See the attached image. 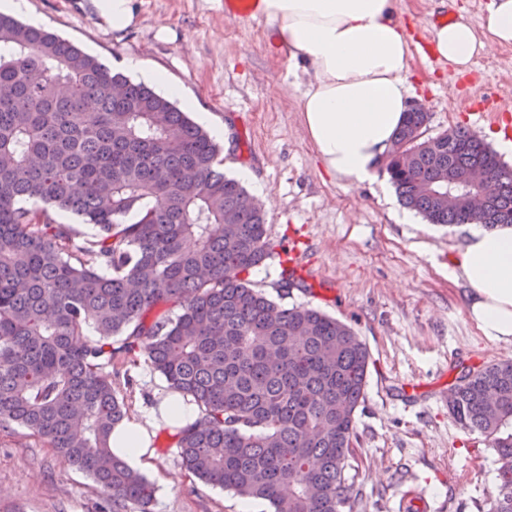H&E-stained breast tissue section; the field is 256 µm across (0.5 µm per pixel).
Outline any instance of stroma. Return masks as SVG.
I'll list each match as a JSON object with an SVG mask.
<instances>
[{"instance_id": "obj_1", "label": "stroma", "mask_w": 512, "mask_h": 512, "mask_svg": "<svg viewBox=\"0 0 512 512\" xmlns=\"http://www.w3.org/2000/svg\"><path fill=\"white\" fill-rule=\"evenodd\" d=\"M79 0H25L15 19L39 23L112 70L139 82L162 72L175 101L209 132L224 130L227 175L250 170L260 189L267 240L301 253V288L279 297L275 266L248 278L282 305L302 304L349 323L371 364L356 415L359 444L349 470L356 494L344 512H399L403 496L425 493L431 512H488L497 455L488 440L448 414L445 393L462 371L512 358V345L488 341L466 317L467 290L452 260L467 227L427 223L408 212L386 173L356 182L331 176L299 112L309 77L272 43L264 19H232L224 0H143L135 26L116 33ZM414 38L412 98L431 116L434 137L466 127L512 137V46L475 58L466 74L426 48L434 16L465 12L478 21L489 0H397ZM112 382L130 415L151 412L168 391L146 363ZM143 474L155 488L150 512H269L181 468L172 428L155 424ZM105 497L85 473L26 429H0V512H99Z\"/></svg>"}]
</instances>
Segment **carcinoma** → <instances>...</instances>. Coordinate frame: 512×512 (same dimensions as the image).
Listing matches in <instances>:
<instances>
[{
	"instance_id": "1",
	"label": "carcinoma",
	"mask_w": 512,
	"mask_h": 512,
	"mask_svg": "<svg viewBox=\"0 0 512 512\" xmlns=\"http://www.w3.org/2000/svg\"><path fill=\"white\" fill-rule=\"evenodd\" d=\"M406 112L385 171L430 224L512 225V168L470 131L426 137ZM188 113L56 34L0 13V428L23 427L149 512L154 485L112 453L127 404L112 360L142 355L198 408L181 466L270 512H342L370 352L346 322L285 307L244 275L274 252L258 200L219 169ZM479 169L482 216L465 186ZM95 228L56 221L51 210ZM286 296L300 279L279 263ZM174 306L173 317H154ZM98 339L85 341L84 329ZM448 412L498 457L490 512H512V359L458 377Z\"/></svg>"
}]
</instances>
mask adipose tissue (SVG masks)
Listing matches in <instances>:
<instances>
[{
	"instance_id": "ef3b65f1",
	"label": "adipose tissue",
	"mask_w": 512,
	"mask_h": 512,
	"mask_svg": "<svg viewBox=\"0 0 512 512\" xmlns=\"http://www.w3.org/2000/svg\"><path fill=\"white\" fill-rule=\"evenodd\" d=\"M258 10L276 49L309 67L300 112L327 171L375 179L410 100V36L396 0H260ZM493 46H512V0H491L479 22L462 15L434 29V54L460 73ZM451 274L467 284V315L482 335L512 344V227L471 224ZM148 439L141 420L125 421L112 450L137 470Z\"/></svg>"
}]
</instances>
